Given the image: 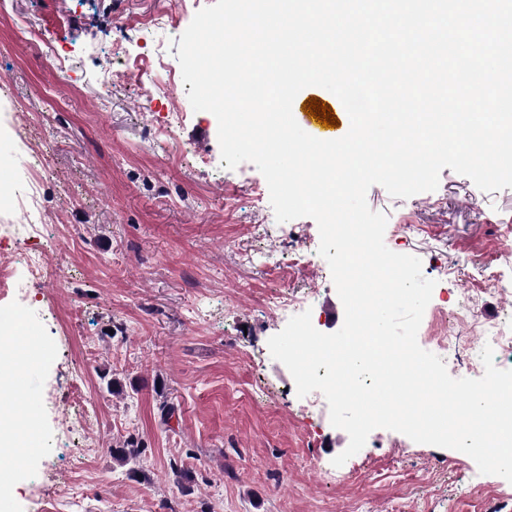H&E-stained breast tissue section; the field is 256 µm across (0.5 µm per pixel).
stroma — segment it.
<instances>
[{
  "mask_svg": "<svg viewBox=\"0 0 512 512\" xmlns=\"http://www.w3.org/2000/svg\"><path fill=\"white\" fill-rule=\"evenodd\" d=\"M176 6L9 0L0 11V85L29 143L48 147L40 242L58 272L24 298L0 293V319L30 341L21 385L38 401L30 467L0 482V500L11 512H512V483L387 429L352 456L356 477L325 476L349 436L303 410L269 352L282 326L266 301L314 292L312 324L327 334L344 307L332 280L288 252L318 250L314 219L289 221L288 241L263 235L276 218L250 190L265 182L256 166L199 164L219 154L218 127L170 93ZM124 51L138 55V78L108 75ZM175 111L179 127L161 133ZM367 203L388 218L386 246L420 259L436 301L512 230V188L485 192L448 168L435 191L402 199L375 185ZM501 275L504 290L472 292L481 334L512 309V264ZM129 438L143 448L135 473L110 451Z\"/></svg>",
  "mask_w": 512,
  "mask_h": 512,
  "instance_id": "obj_1",
  "label": "stroma"
}]
</instances>
